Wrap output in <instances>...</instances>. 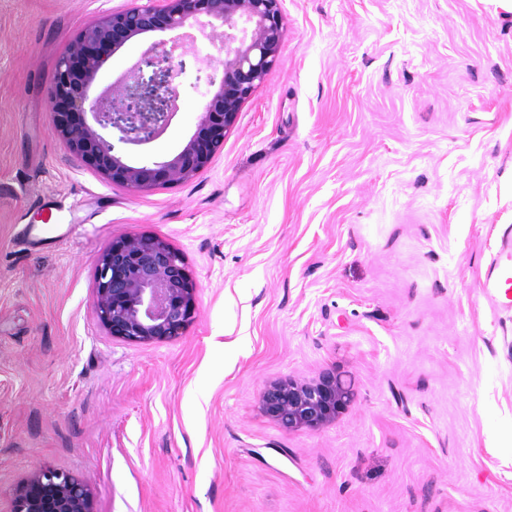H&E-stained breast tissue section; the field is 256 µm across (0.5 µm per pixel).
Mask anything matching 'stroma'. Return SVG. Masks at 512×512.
<instances>
[{"label":"stroma","instance_id":"1","mask_svg":"<svg viewBox=\"0 0 512 512\" xmlns=\"http://www.w3.org/2000/svg\"><path fill=\"white\" fill-rule=\"evenodd\" d=\"M132 0H0V512L39 468L96 512H512V318L481 292L512 226V18L482 0H283L279 58L192 180L109 184L55 134L72 39ZM183 95L138 163L177 152ZM75 233L39 242L43 201ZM168 241L199 284L183 336L93 307L113 239ZM330 370L335 423L258 398ZM342 377L325 371L315 379H275L259 395L264 416L288 431L319 430L334 421L353 401Z\"/></svg>","mask_w":512,"mask_h":512}]
</instances>
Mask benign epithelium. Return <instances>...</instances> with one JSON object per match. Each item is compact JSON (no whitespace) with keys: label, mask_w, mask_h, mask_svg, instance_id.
<instances>
[{"label":"benign epithelium","mask_w":512,"mask_h":512,"mask_svg":"<svg viewBox=\"0 0 512 512\" xmlns=\"http://www.w3.org/2000/svg\"><path fill=\"white\" fill-rule=\"evenodd\" d=\"M197 28L217 52L193 50L203 66L187 73L181 57ZM146 34L151 42L118 85L90 99V90L122 48ZM283 34L282 0H137L82 30L55 67L49 91L53 130L70 153L108 183L146 192L187 182L224 149L242 105L276 63ZM202 98L194 129L181 149L129 163L109 139L147 144L179 112L181 92ZM199 286L184 255L154 234L120 237L99 255L93 306L102 326L131 344L182 336L197 307ZM353 401L342 377L275 379L259 395L264 416L288 431L319 430ZM11 512H95L89 485L50 468L33 471L14 495Z\"/></svg>","instance_id":"1"}]
</instances>
